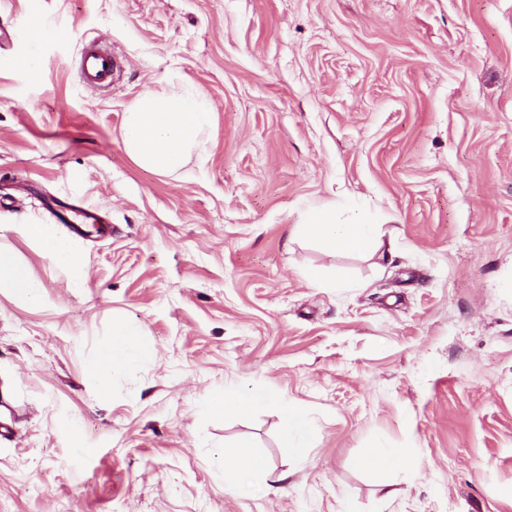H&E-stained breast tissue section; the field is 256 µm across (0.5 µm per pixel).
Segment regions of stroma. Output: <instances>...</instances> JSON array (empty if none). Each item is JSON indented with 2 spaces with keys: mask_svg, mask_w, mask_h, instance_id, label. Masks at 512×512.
<instances>
[{
  "mask_svg": "<svg viewBox=\"0 0 512 512\" xmlns=\"http://www.w3.org/2000/svg\"><path fill=\"white\" fill-rule=\"evenodd\" d=\"M1 26L0 246L42 302L0 292V512H512V0H0ZM93 39L107 90L78 77ZM173 85L215 120L157 176L122 126ZM323 205L377 253L295 235ZM52 206L102 219L82 287L22 231ZM120 320L141 349L102 400ZM227 388L268 401L211 413ZM287 404L318 427L301 459ZM243 443L261 467L225 486ZM119 69L118 57L98 40L85 44L80 60V77L85 84L98 89L109 88ZM107 343L97 350L87 367V377L102 398L112 392V378L122 369L133 365L137 360L138 332L129 322L112 325ZM404 458L405 455L401 449L369 448L358 463L360 466H371L385 471Z\"/></svg>",
  "mask_w": 512,
  "mask_h": 512,
  "instance_id": "obj_1",
  "label": "stroma"
}]
</instances>
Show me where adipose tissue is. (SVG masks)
<instances>
[{
  "label": "adipose tissue",
  "mask_w": 512,
  "mask_h": 512,
  "mask_svg": "<svg viewBox=\"0 0 512 512\" xmlns=\"http://www.w3.org/2000/svg\"><path fill=\"white\" fill-rule=\"evenodd\" d=\"M213 108L198 93L172 89L148 93L131 105L125 116L123 143L132 161L141 169L159 175L178 173L198 144V138L213 124ZM300 234L318 239L330 249L369 251L380 233L376 225L353 221L340 224L333 207L309 210ZM27 238L58 267L74 272V286H81V258L77 247L57 235L52 225L27 224ZM0 289L21 304L36 306L42 301V286L29 269L8 249L0 248ZM137 330L128 322L112 325L107 343L97 350L87 367V376L101 397L112 392V378L137 360ZM315 434L313 421L302 411L285 407L282 441L296 457H304Z\"/></svg>",
  "instance_id": "obj_1"
}]
</instances>
